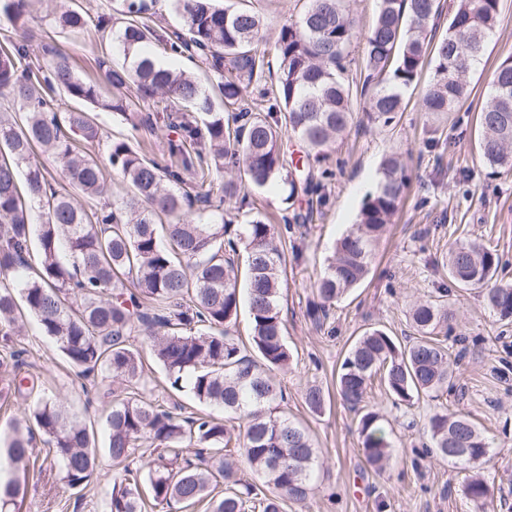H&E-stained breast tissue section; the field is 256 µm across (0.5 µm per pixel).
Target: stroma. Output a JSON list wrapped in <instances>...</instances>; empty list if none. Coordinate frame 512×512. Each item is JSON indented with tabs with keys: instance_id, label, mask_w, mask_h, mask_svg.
<instances>
[{
	"instance_id": "1",
	"label": "stroma",
	"mask_w": 512,
	"mask_h": 512,
	"mask_svg": "<svg viewBox=\"0 0 512 512\" xmlns=\"http://www.w3.org/2000/svg\"><path fill=\"white\" fill-rule=\"evenodd\" d=\"M68 3L40 0L29 27L34 34H50L52 44L70 56L79 74L97 78L100 36L49 30L52 10ZM510 55L512 0H501L497 26L469 74L470 95L455 120L422 111L418 89L406 91V108L392 126L355 117L329 151L326 165L334 178L321 196L304 197L299 204L301 212H312V221L295 225L277 241L286 257L281 313L292 355L288 369L276 374L287 392L280 409L307 429L318 452L313 494L302 505L285 502L283 512H512V322L486 308L478 289L451 285L442 266L449 243L476 240L498 251L508 264L502 277L512 281V171L491 173L477 149L475 132L476 114L490 91L489 74ZM98 122L112 137L140 141L150 157L166 155L173 136L159 112L140 113L132 126L113 121L111 112L102 110ZM392 151L407 159L409 187L403 204L367 280L339 300L323 324H316L307 313L311 285L323 273L336 239L355 224L365 196L375 191L380 162ZM284 190L278 179L262 192L249 193L247 209H239L233 200L225 202L224 218L239 225L252 209L279 223ZM443 288L452 324L466 338L465 343L449 344L451 352L464 354L460 375L451 390L422 396L410 406L396 404L380 381L372 382L364 404L379 413V425L392 445L390 459L374 469L362 455L355 413L337 399L323 413H311L303 391L312 384L334 389L342 359L366 328L412 335L411 307ZM19 341L27 353L18 375L38 376L42 393L63 399L84 419L99 423L112 398L96 378L76 376L33 318L25 319ZM443 409L470 418L490 444L492 458L483 474L494 495L484 508L464 493L467 472L424 449L428 419ZM99 464L98 480L80 499L57 475L30 481L22 512H104L112 462L103 454Z\"/></svg>"
}]
</instances>
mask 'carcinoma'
<instances>
[{
    "instance_id": "obj_1",
    "label": "carcinoma",
    "mask_w": 512,
    "mask_h": 512,
    "mask_svg": "<svg viewBox=\"0 0 512 512\" xmlns=\"http://www.w3.org/2000/svg\"><path fill=\"white\" fill-rule=\"evenodd\" d=\"M36 0H0V19L22 37L0 35V96L22 117L0 113V368L16 365L24 349L12 346L23 318L36 319L68 365L80 376L99 375L112 386V410L99 446L93 424L56 397L33 401L0 437V463L12 477L0 481V512L17 508L28 493L31 473L56 471L80 493L95 474L100 453L115 473L105 512H144L173 502L206 512H281L283 502H305L314 490L317 450L302 425L278 414L283 390L271 376L285 369L280 298L285 258L276 225L257 211L242 231L228 235L224 200L261 190L284 176L285 229L299 223L296 202L320 187L313 172L297 180L293 171L327 156L348 128L353 95L360 94L368 118L385 126L404 110L403 91L417 86L427 60L435 62L421 108L432 114L456 110L468 93L467 75L493 33L501 0H453L448 28L438 34L443 0H378V13L361 47L366 78L361 89L345 77L356 38L347 0H307L297 19L275 40L276 78L271 76L260 13L217 0H172L184 26L164 31L148 14L146 0H115L112 13L93 16L72 2L55 13L63 32L90 27L102 33L110 52L98 57L112 95L79 75L67 55L41 46L40 63L28 34ZM199 59L212 75L206 87L195 74L163 61ZM455 68L448 72V60ZM261 87L258 97L247 95ZM491 92L477 115L478 147L493 170L512 169V56L493 69ZM78 104L61 110L55 97ZM168 103L167 126L177 134L168 158L147 157L138 141L112 139L94 111L133 123L135 114ZM306 154L292 160L290 136ZM108 143L107 162L92 148ZM47 153L59 170L32 161ZM234 172L227 180L216 175ZM381 181L368 195L355 227L335 244L327 267L312 285L311 315L328 316L344 294L368 275L406 189V162L395 151L381 163ZM126 183L119 201L112 177ZM218 205H213V201ZM197 202L215 206L204 221L189 218ZM443 266L461 288L481 289L484 304L502 320L512 319V282L498 280L503 267L496 250L456 240ZM245 283L253 354L235 342L239 283ZM446 294L412 306L415 335L404 340L381 328L360 336L336 373V394L360 414L358 430L366 462L380 466L390 443L378 413H360L366 390L377 377L395 402L408 405L452 383L456 361L440 338L450 330ZM162 366L168 389L189 390L203 407L224 417L166 407L148 395L144 350ZM37 380L13 375L0 387L5 401L33 393ZM305 404L326 409V395L306 387ZM233 420L244 422L235 430ZM431 452L470 467L487 461L489 444L466 416L440 411L428 421ZM40 441L44 455L35 454ZM198 449L196 460L185 457ZM242 457L256 480L241 476ZM476 504L490 497L487 480L475 475L464 487Z\"/></svg>"
}]
</instances>
